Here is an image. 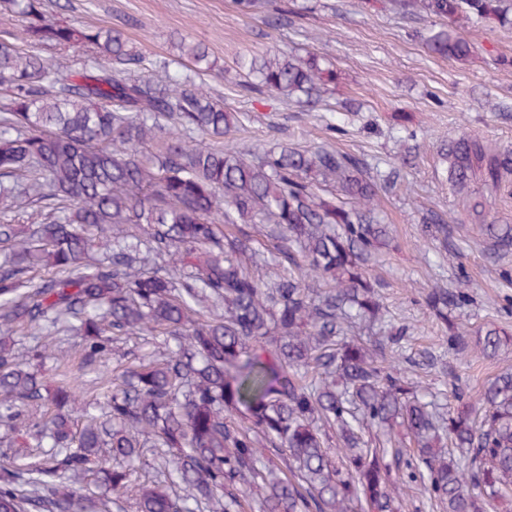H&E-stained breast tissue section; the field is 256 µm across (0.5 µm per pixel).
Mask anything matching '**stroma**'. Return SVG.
Instances as JSON below:
<instances>
[{
  "mask_svg": "<svg viewBox=\"0 0 512 512\" xmlns=\"http://www.w3.org/2000/svg\"><path fill=\"white\" fill-rule=\"evenodd\" d=\"M310 13L277 32L261 18L237 13L233 0H44L47 19L89 27H118L147 61L177 58L179 37L202 43L220 75L208 76L210 92L238 112L232 139L268 147L285 143L311 147L326 142L368 164L399 162L407 149L396 139V123L418 134L420 151L405 181L380 204L394 241L373 266L385 282L381 299L395 323L419 326L407 352L432 351L435 367L416 370L414 380L452 393L461 385L477 396L497 374L512 369V345L491 359L468 362L449 350L447 332L421 301L425 289L468 288L462 310L469 338L496 327L512 334V252L493 254L488 241L448 188L440 146L461 131L482 136L491 147L512 146V66L494 64L489 52L512 56V27L481 23L468 36L482 50L465 64L429 56L419 35L428 24L365 0H312ZM288 42L326 54L341 71L329 98L331 111L305 112L273 101L238 96L236 61ZM340 122L341 131L329 125ZM448 216V241L433 244L420 218L425 210Z\"/></svg>",
  "mask_w": 512,
  "mask_h": 512,
  "instance_id": "stroma-1",
  "label": "stroma"
}]
</instances>
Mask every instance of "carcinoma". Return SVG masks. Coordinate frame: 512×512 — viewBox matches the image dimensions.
<instances>
[{
  "mask_svg": "<svg viewBox=\"0 0 512 512\" xmlns=\"http://www.w3.org/2000/svg\"><path fill=\"white\" fill-rule=\"evenodd\" d=\"M234 0L271 29L311 10L309 0ZM43 0H8L28 19L32 44L87 45L78 70L22 53L0 33V427L48 437L55 451L30 465L0 460V512H107L126 496L138 512H402L419 486L444 512H492L512 486V372L479 403L455 388L421 396L403 356L414 330L387 319L372 257L391 241L380 193L397 172L372 169L325 146H201L238 124L196 79L216 70L201 43L181 39L192 67L156 78L118 28L55 25ZM402 16L430 20L422 47L467 62L458 30L493 20L512 27V0H387ZM246 96L315 108L341 71L315 50L275 47L237 60ZM448 185L467 201L497 255L512 250V225L489 224L483 191L512 182V147L491 149L462 133L442 148ZM20 201L49 209L24 231L7 218ZM431 241L448 239L446 215L424 218ZM103 246V258L89 263ZM37 267L54 275L31 283ZM448 330V349L468 354L454 312L465 288L422 296ZM77 330L78 351L62 347ZM36 339L25 352L12 336ZM130 336L176 342L160 360L134 357L96 384L102 416L74 427L88 401L68 376L77 358L105 364ZM492 328L474 356H497ZM404 358L406 368L388 363ZM51 358L48 386L29 360ZM43 401L39 417L27 406ZM406 435L403 447L395 429ZM148 448L156 475L139 481L111 462ZM89 474L100 492L65 489Z\"/></svg>",
  "mask_w": 512,
  "mask_h": 512,
  "instance_id": "cac0c4a2",
  "label": "carcinoma"
}]
</instances>
